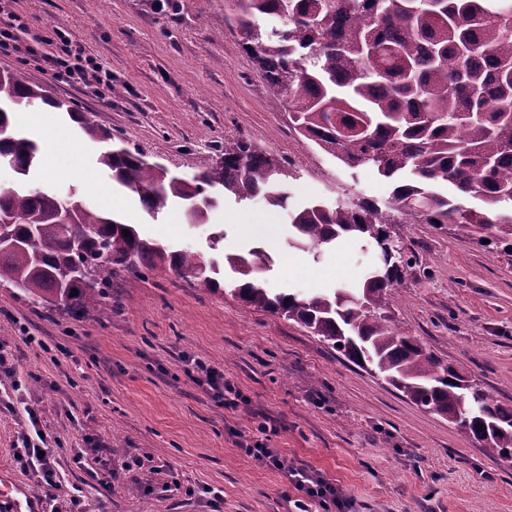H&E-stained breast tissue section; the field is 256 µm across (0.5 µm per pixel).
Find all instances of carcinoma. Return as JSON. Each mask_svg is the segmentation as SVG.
<instances>
[{"instance_id":"1","label":"carcinoma","mask_w":512,"mask_h":512,"mask_svg":"<svg viewBox=\"0 0 512 512\" xmlns=\"http://www.w3.org/2000/svg\"><path fill=\"white\" fill-rule=\"evenodd\" d=\"M241 46L271 93L288 100L300 134L346 167L370 169L391 185L384 201L311 202L290 212L288 244L313 260L344 240L387 242L401 215L454 227L490 253L512 256V0H231ZM279 26H266L269 19ZM41 103L68 113L105 147L98 163L134 192L152 218L180 204L188 223L206 221L225 197L264 196L282 209L285 166L248 143L187 179L144 154L112 146V134L82 112L10 72L0 73V161L22 178L39 145L16 130L14 107ZM77 223L55 224L64 197L40 188L0 192V225L16 246L0 250V283L30 301L84 315L102 304L112 267H167L217 292L220 271L189 249L173 250L133 224L90 209L77 192ZM129 235H124V231ZM489 243H483V240ZM354 287L303 296L273 292L259 247L224 257L231 295L293 321L412 403L448 416L490 457L512 460V407L442 363L387 315L402 248Z\"/></svg>"}]
</instances>
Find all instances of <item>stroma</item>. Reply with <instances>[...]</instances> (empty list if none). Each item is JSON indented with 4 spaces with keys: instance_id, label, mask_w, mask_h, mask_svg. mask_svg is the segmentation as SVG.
<instances>
[{
    "instance_id": "obj_1",
    "label": "stroma",
    "mask_w": 512,
    "mask_h": 512,
    "mask_svg": "<svg viewBox=\"0 0 512 512\" xmlns=\"http://www.w3.org/2000/svg\"><path fill=\"white\" fill-rule=\"evenodd\" d=\"M23 41L60 29L112 72L98 90L63 83L17 55L7 71L85 112L114 144L184 176L246 142L291 173V206L340 197L385 200L386 182L351 175L294 128L285 98L269 92L242 48L229 0H14ZM54 132L27 127L40 145L26 179L0 166V190L23 185L67 194L119 215L146 237L202 260L262 248L265 287L313 294L361 283L372 248L347 241L320 260L290 248L287 210L263 197L225 199L208 223L174 208L149 218L132 192L113 187L98 147L66 114ZM64 151L62 170L50 159ZM407 264L395 283L398 324L502 403L512 406V258L484 251L452 227L398 220ZM221 242H213L215 233ZM36 341L25 344L22 332ZM0 347L28 383L24 403L0 410V512H291L296 490L235 445L269 421L268 445L293 467L319 473L352 500L350 512H512V461L486 456L468 433L403 398L307 329L245 307L230 293L193 287L168 269L116 267L109 299L75 317L0 284ZM215 368L246 406L215 404L187 375L184 357ZM64 477L58 496L22 469L26 406Z\"/></svg>"
}]
</instances>
